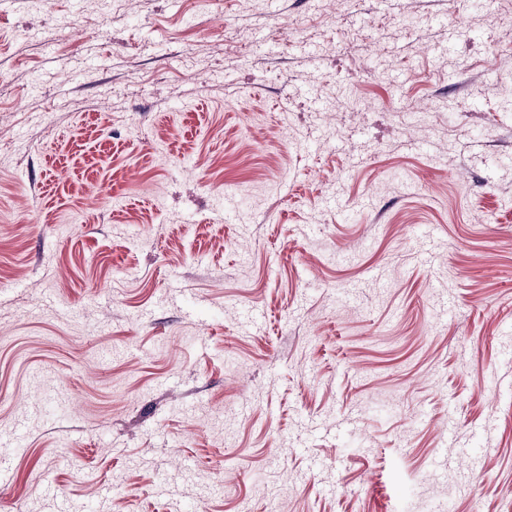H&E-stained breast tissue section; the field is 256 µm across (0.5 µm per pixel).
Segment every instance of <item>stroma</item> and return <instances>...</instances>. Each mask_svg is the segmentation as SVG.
I'll return each mask as SVG.
<instances>
[{
    "mask_svg": "<svg viewBox=\"0 0 512 512\" xmlns=\"http://www.w3.org/2000/svg\"><path fill=\"white\" fill-rule=\"evenodd\" d=\"M20 420L0 512H512V0H0Z\"/></svg>",
    "mask_w": 512,
    "mask_h": 512,
    "instance_id": "obj_1",
    "label": "stroma"
}]
</instances>
